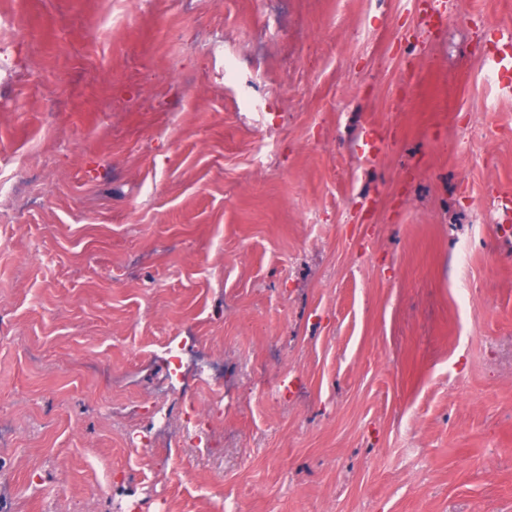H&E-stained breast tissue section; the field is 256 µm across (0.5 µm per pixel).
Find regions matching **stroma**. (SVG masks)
<instances>
[{
	"mask_svg": "<svg viewBox=\"0 0 512 512\" xmlns=\"http://www.w3.org/2000/svg\"><path fill=\"white\" fill-rule=\"evenodd\" d=\"M443 10L0 0V512H512V0Z\"/></svg>",
	"mask_w": 512,
	"mask_h": 512,
	"instance_id": "1",
	"label": "stroma"
}]
</instances>
